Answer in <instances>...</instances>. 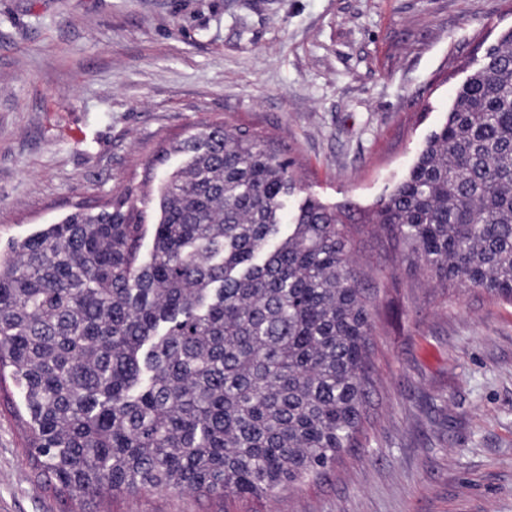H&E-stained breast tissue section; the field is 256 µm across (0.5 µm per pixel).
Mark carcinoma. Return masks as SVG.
Returning a JSON list of instances; mask_svg holds the SVG:
<instances>
[{"label":"carcinoma","mask_w":512,"mask_h":512,"mask_svg":"<svg viewBox=\"0 0 512 512\" xmlns=\"http://www.w3.org/2000/svg\"><path fill=\"white\" fill-rule=\"evenodd\" d=\"M174 151L155 223L116 193L0 253V379L21 393L37 476L79 512L152 489L272 495L359 447L373 297L348 224L512 305V31L368 212L308 196L288 213L293 162L247 128Z\"/></svg>","instance_id":"cac0c4a2"}]
</instances>
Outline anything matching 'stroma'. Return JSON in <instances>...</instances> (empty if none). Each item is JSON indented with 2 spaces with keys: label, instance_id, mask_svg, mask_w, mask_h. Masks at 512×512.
Returning a JSON list of instances; mask_svg holds the SVG:
<instances>
[{
  "label": "stroma",
  "instance_id": "1",
  "mask_svg": "<svg viewBox=\"0 0 512 512\" xmlns=\"http://www.w3.org/2000/svg\"><path fill=\"white\" fill-rule=\"evenodd\" d=\"M512 0H0V249L117 192L155 199L201 126L287 150L296 198L369 209L403 179ZM378 291L362 445L272 497L159 490L99 512H512V305L440 288L352 228ZM0 386V512H70Z\"/></svg>",
  "mask_w": 512,
  "mask_h": 512
}]
</instances>
